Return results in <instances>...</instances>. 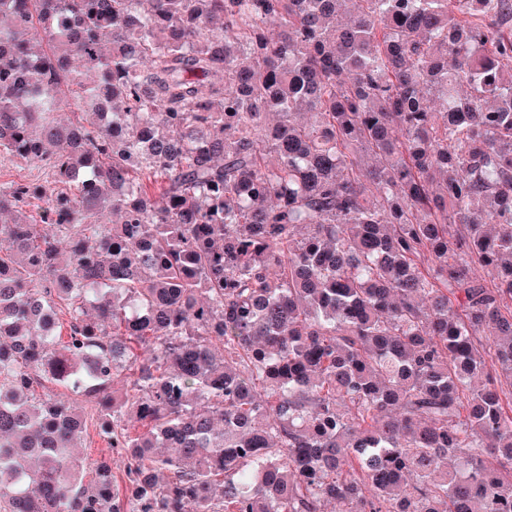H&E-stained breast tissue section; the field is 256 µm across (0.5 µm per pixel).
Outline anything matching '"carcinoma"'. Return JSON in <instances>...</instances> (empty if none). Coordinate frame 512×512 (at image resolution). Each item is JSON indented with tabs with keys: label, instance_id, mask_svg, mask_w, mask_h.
Masks as SVG:
<instances>
[{
	"label": "carcinoma",
	"instance_id": "carcinoma-1",
	"mask_svg": "<svg viewBox=\"0 0 512 512\" xmlns=\"http://www.w3.org/2000/svg\"><path fill=\"white\" fill-rule=\"evenodd\" d=\"M343 2L0 0L5 512H512V0ZM78 456L85 461V485H89L92 479L91 471L100 462L106 461L111 464L112 471L118 479L122 477L124 470V461L120 457H114L112 449L106 440L97 434L94 427H89L84 434L79 448H77Z\"/></svg>",
	"mask_w": 512,
	"mask_h": 512
}]
</instances>
